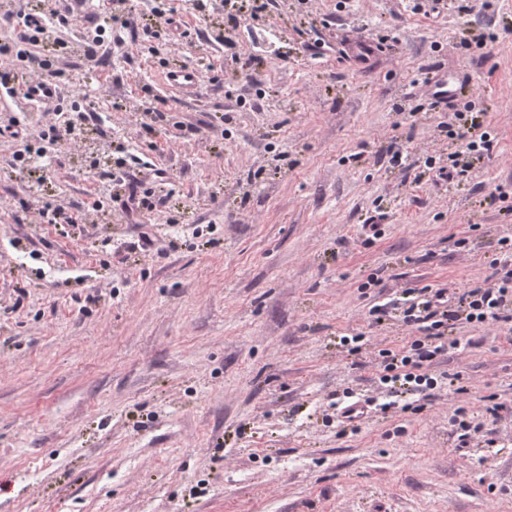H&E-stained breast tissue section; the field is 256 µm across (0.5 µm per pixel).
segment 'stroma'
<instances>
[{
    "label": "stroma",
    "mask_w": 512,
    "mask_h": 512,
    "mask_svg": "<svg viewBox=\"0 0 512 512\" xmlns=\"http://www.w3.org/2000/svg\"><path fill=\"white\" fill-rule=\"evenodd\" d=\"M173 4L170 29L154 0H125L96 60L59 58L62 109L103 118L89 146L16 168L5 127L53 115L0 100V512H512V325L457 326L438 369L465 392L352 426L336 411L384 399L379 353L412 340L370 308L405 288L463 293L512 235V0ZM175 65L202 73L193 93L168 91ZM445 71L466 91L430 105L424 80ZM463 109L494 144L450 184L438 170L459 142L440 125ZM130 152L167 171L142 217L161 254L131 249L135 224L78 163ZM460 407L479 427L464 443Z\"/></svg>",
    "instance_id": "1"
}]
</instances>
